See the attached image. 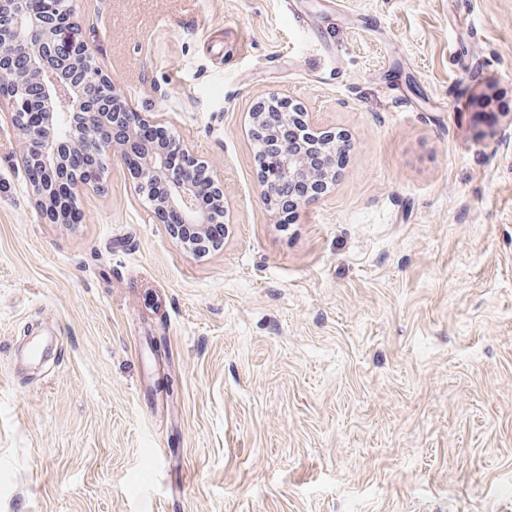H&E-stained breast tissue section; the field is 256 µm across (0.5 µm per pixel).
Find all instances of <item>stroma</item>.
I'll use <instances>...</instances> for the list:
<instances>
[{
  "label": "stroma",
  "instance_id": "stroma-1",
  "mask_svg": "<svg viewBox=\"0 0 512 512\" xmlns=\"http://www.w3.org/2000/svg\"><path fill=\"white\" fill-rule=\"evenodd\" d=\"M224 184L197 254L121 158L45 223L0 110V512H512V0H73ZM349 160L289 217L246 114ZM272 105H277L280 112H267L268 107ZM268 114H276L283 122H295L301 128H309L307 123V112H300L289 100H285L284 98H280L276 95H270L264 101L258 103L253 112L248 113L250 125L249 132L253 140L261 139L266 133L267 130L265 123H267ZM299 127L295 128L289 125H280L284 138L290 142L296 141L298 138L305 141L306 134L304 130Z\"/></svg>",
  "mask_w": 512,
  "mask_h": 512
}]
</instances>
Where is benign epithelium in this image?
Returning <instances> with one entry per match:
<instances>
[{
  "mask_svg": "<svg viewBox=\"0 0 512 512\" xmlns=\"http://www.w3.org/2000/svg\"><path fill=\"white\" fill-rule=\"evenodd\" d=\"M27 0H0L2 21L18 39H27L23 49L26 65H16L18 56L0 47V77L12 84L7 96L12 127L23 139L20 161L26 171L35 204L49 224H64L66 217L55 207V182L42 180L41 174L59 172L64 165L60 151L86 160L80 175L69 184V196L77 200L75 190L103 187L100 170L106 161L127 152L141 156L135 170V192L145 198L149 211L159 218L170 211L178 213L193 234L185 236L175 224L169 233L181 246L205 251L216 246L207 235L216 216L226 218L224 185L213 169L191 154L177 139L160 145L140 140L141 128L157 124L160 118L136 111L112 77L103 71L97 79L111 87L108 96L90 92V78L75 63L89 57L88 45L75 33L72 15L53 6L52 0H40L36 10L26 8ZM275 105L277 116L286 123L308 127V113L276 95L258 103L249 113L250 135L258 140L266 133L267 109ZM334 136L315 133L307 138L310 145L296 150L270 138L265 149L277 164L261 163V194L265 201L287 210L306 205L317 198L311 194L290 201L295 185L306 183L316 189L331 181L335 174L334 156L326 150ZM205 175L212 206L201 203L200 175Z\"/></svg>",
  "mask_w": 512,
  "mask_h": 512,
  "instance_id": "benign-epithelium-1",
  "label": "benign epithelium"
}]
</instances>
